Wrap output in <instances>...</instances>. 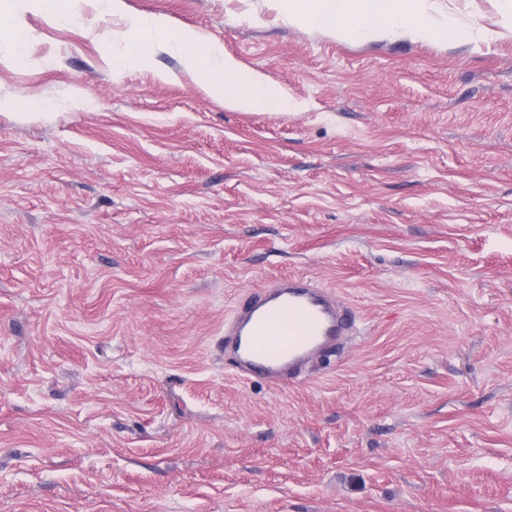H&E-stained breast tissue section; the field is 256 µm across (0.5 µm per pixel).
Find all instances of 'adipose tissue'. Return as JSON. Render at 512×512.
I'll return each instance as SVG.
<instances>
[{"instance_id": "adipose-tissue-1", "label": "adipose tissue", "mask_w": 512, "mask_h": 512, "mask_svg": "<svg viewBox=\"0 0 512 512\" xmlns=\"http://www.w3.org/2000/svg\"><path fill=\"white\" fill-rule=\"evenodd\" d=\"M289 22L325 30L339 37L367 38L392 32L427 41L468 38L470 32L432 14L428 0H278ZM127 52L113 59V68L135 64L151 67L156 48L181 55L221 95L225 106L242 110L299 109L282 85L265 74L242 67L218 42L164 17L131 19Z\"/></svg>"}]
</instances>
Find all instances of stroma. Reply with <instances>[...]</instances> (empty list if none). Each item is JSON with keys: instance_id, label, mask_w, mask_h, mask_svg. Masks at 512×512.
Wrapping results in <instances>:
<instances>
[{"instance_id": "obj_1", "label": "stroma", "mask_w": 512, "mask_h": 512, "mask_svg": "<svg viewBox=\"0 0 512 512\" xmlns=\"http://www.w3.org/2000/svg\"><path fill=\"white\" fill-rule=\"evenodd\" d=\"M0 0V512H512V15L339 38L273 0ZM302 103L225 107L132 17ZM38 103L30 112V103ZM305 275L357 333L280 386L224 320Z\"/></svg>"}]
</instances>
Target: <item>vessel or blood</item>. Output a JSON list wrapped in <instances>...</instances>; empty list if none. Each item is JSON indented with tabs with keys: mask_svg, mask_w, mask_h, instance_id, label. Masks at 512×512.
<instances>
[{
	"mask_svg": "<svg viewBox=\"0 0 512 512\" xmlns=\"http://www.w3.org/2000/svg\"><path fill=\"white\" fill-rule=\"evenodd\" d=\"M350 330L348 309L335 293L308 277L286 276L237 306L224 325V349L240 377L278 385Z\"/></svg>",
	"mask_w": 512,
	"mask_h": 512,
	"instance_id": "obj_1",
	"label": "vessel or blood"
}]
</instances>
